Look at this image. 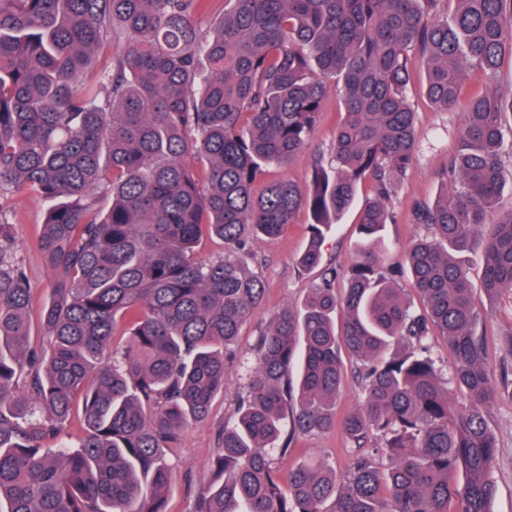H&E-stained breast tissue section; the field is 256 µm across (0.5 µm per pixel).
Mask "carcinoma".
Wrapping results in <instances>:
<instances>
[{
    "instance_id": "1",
    "label": "carcinoma",
    "mask_w": 512,
    "mask_h": 512,
    "mask_svg": "<svg viewBox=\"0 0 512 512\" xmlns=\"http://www.w3.org/2000/svg\"><path fill=\"white\" fill-rule=\"evenodd\" d=\"M208 2L0 0V199L48 204L38 249L52 278L36 340L33 288L0 216V512H166L176 462L164 449L224 395V355L264 298L250 242L305 209L297 263L321 265L324 233L365 182L344 294L326 267L260 331L192 512H492L497 388L463 256L481 250L487 295L512 291V209L485 222L504 190L512 90L464 87L512 47V0H454L450 22L449 0H225L205 31ZM104 52L110 66L87 77ZM415 54L429 102L461 112L444 193L411 211L421 311L380 261L388 202L418 151ZM331 82L329 158L305 189L256 190L305 151ZM205 235L224 255L199 256ZM436 332L453 352L448 379L429 354ZM345 356L363 394L339 421ZM78 402L84 438L51 448ZM288 415L298 433L341 424L354 442L344 475L316 462L280 481L270 450ZM369 434L386 462L364 448Z\"/></svg>"
}]
</instances>
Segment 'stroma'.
<instances>
[{
  "label": "stroma",
  "instance_id": "1",
  "mask_svg": "<svg viewBox=\"0 0 512 512\" xmlns=\"http://www.w3.org/2000/svg\"><path fill=\"white\" fill-rule=\"evenodd\" d=\"M424 79L425 66L416 63L411 95L419 114V150L407 177L397 185L393 194L395 218L385 227L387 249L382 255L384 267L389 269L405 297L418 309L422 308L423 301L412 286L407 258L409 246L418 233L416 225L410 221L411 209L414 203L434 202L443 193L441 175L448 166L460 123L459 113L440 112L431 106L422 91ZM339 118V98L332 91L324 99L322 116L308 148L289 165L270 168L266 173L267 180L286 178L300 187H307L313 160L317 155L329 152ZM5 206L14 226L18 256L34 287L32 311L37 314L47 300L48 272L37 248L45 204L36 196L17 194L9 197ZM309 222L308 212L298 211L293 223L278 236L259 238L251 244L254 257L251 268L263 279L266 297L255 317L241 327L236 350L224 359L226 386L223 396L213 402L206 419L184 430L172 454L177 469L167 498V512H190L198 487L209 477L208 461L217 447L220 428L234 417L246 369L253 360L259 327L266 325L281 308L300 304L321 278L320 271H306L297 264L309 240ZM358 240V211L353 208L340 224L327 232L322 244L324 263L345 268ZM466 265L474 285L478 330L486 339L487 365L498 387L497 398L487 416L498 444L493 472L496 495L492 510L512 512V292L493 299L485 295L481 287L480 252L469 254ZM350 448L349 440L338 429L298 434L291 442L288 455H275L274 462L283 479L303 462L326 461L341 473L350 463Z\"/></svg>",
  "mask_w": 512,
  "mask_h": 512
}]
</instances>
